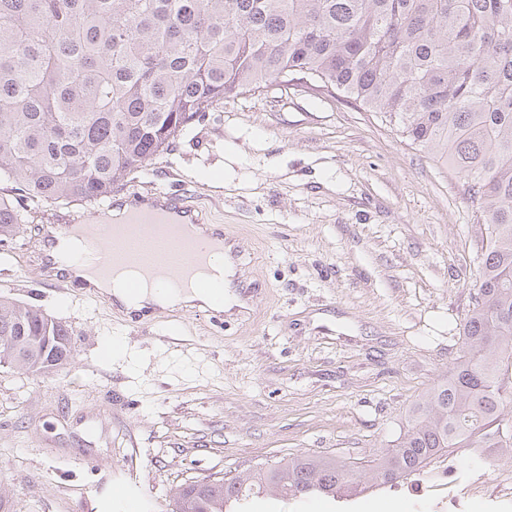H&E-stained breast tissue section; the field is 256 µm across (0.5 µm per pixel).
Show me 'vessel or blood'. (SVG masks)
<instances>
[{"instance_id": "vessel-or-blood-1", "label": "vessel or blood", "mask_w": 512, "mask_h": 512, "mask_svg": "<svg viewBox=\"0 0 512 512\" xmlns=\"http://www.w3.org/2000/svg\"><path fill=\"white\" fill-rule=\"evenodd\" d=\"M89 213V220L64 219L35 239L45 267L56 272L45 287L68 289L79 269L96 281L126 276L135 293L157 285L186 292L214 288L210 270L224 250V235L200 236L204 221L182 196L135 193Z\"/></svg>"}]
</instances>
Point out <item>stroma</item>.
I'll use <instances>...</instances> for the list:
<instances>
[{
  "label": "stroma",
  "instance_id": "obj_1",
  "mask_svg": "<svg viewBox=\"0 0 512 512\" xmlns=\"http://www.w3.org/2000/svg\"><path fill=\"white\" fill-rule=\"evenodd\" d=\"M186 196L233 234L239 306L116 312L81 289L40 288L41 224L86 214L29 206L0 245V296L72 332L48 377L0 367V480L10 512H87L101 484L140 474L144 512H170L190 481L231 478L291 454L333 455L361 491L282 512H435L385 494L369 462L391 448L448 371L472 307L482 236L461 180L340 91L273 85L224 100L115 194ZM111 470L85 467V453Z\"/></svg>",
  "mask_w": 512,
  "mask_h": 512
}]
</instances>
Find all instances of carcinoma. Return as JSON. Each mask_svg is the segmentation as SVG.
Masks as SVG:
<instances>
[{
	"instance_id": "cac0c4a2",
	"label": "carcinoma",
	"mask_w": 512,
	"mask_h": 512,
	"mask_svg": "<svg viewBox=\"0 0 512 512\" xmlns=\"http://www.w3.org/2000/svg\"><path fill=\"white\" fill-rule=\"evenodd\" d=\"M307 79L379 112L463 181L482 258L448 376L370 460L392 484L447 448L512 449V0H0V182L32 202H96L227 98ZM24 208L0 198V242ZM50 330L54 344L38 337ZM71 331L0 297V364L72 357ZM354 473L301 454L185 484L171 512L336 497Z\"/></svg>"
}]
</instances>
